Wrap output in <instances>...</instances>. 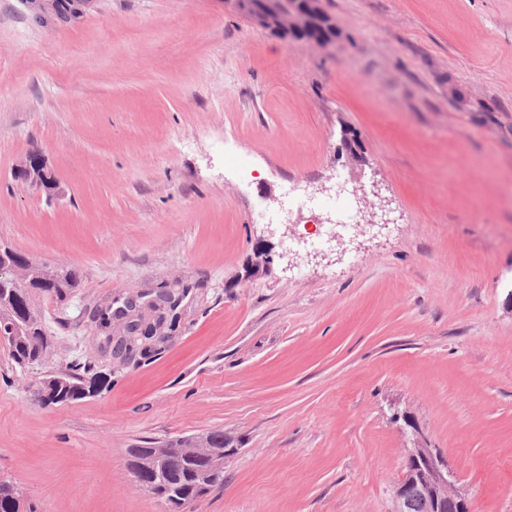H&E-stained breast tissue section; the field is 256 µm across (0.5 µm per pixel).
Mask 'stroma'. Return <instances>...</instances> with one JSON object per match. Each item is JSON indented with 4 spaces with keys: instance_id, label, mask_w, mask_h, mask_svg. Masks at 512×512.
Listing matches in <instances>:
<instances>
[{
    "instance_id": "obj_1",
    "label": "stroma",
    "mask_w": 512,
    "mask_h": 512,
    "mask_svg": "<svg viewBox=\"0 0 512 512\" xmlns=\"http://www.w3.org/2000/svg\"><path fill=\"white\" fill-rule=\"evenodd\" d=\"M330 48L224 0H94L35 24L0 0V244L71 268L36 295L52 341L0 345V479L42 512H162L128 451L223 430L224 486L193 512H393L414 433L474 512H512V0H320ZM360 146L358 207L388 219L286 254ZM40 152L52 190L17 169ZM270 272L242 280L256 247ZM187 289L179 327L130 364L98 309ZM108 374L45 406L47 374Z\"/></svg>"
}]
</instances>
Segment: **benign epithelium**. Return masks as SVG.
<instances>
[{"mask_svg":"<svg viewBox=\"0 0 512 512\" xmlns=\"http://www.w3.org/2000/svg\"><path fill=\"white\" fill-rule=\"evenodd\" d=\"M30 19L36 24H68L83 14L94 0H21ZM224 6L249 16L252 22L274 33L288 36L310 33L311 42L326 46L334 40L330 23L318 7V0H224ZM10 250L0 248V283H16L22 271L9 257ZM274 262L265 249L256 252L255 260L246 266L245 277L255 279L267 273ZM417 492L427 502V512H473L469 492L458 484L448 461L438 448L427 445L424 436L416 437L414 446L407 449L404 472L394 492L395 512H407L409 492Z\"/></svg>","mask_w":512,"mask_h":512,"instance_id":"1","label":"benign epithelium"}]
</instances>
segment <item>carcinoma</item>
Segmentation results:
<instances>
[{
	"label": "carcinoma",
	"mask_w": 512,
	"mask_h": 512,
	"mask_svg": "<svg viewBox=\"0 0 512 512\" xmlns=\"http://www.w3.org/2000/svg\"><path fill=\"white\" fill-rule=\"evenodd\" d=\"M17 264L24 271V282L16 287L6 283L0 287V329L9 333L11 329L20 330L10 355L18 365H24L35 358H46L50 354V342L43 322L32 305L35 293L52 291L62 298L67 292L78 286V276L71 269L51 270L47 266L31 260L22 254H16ZM120 319L119 311L107 307L98 311L95 322L106 333V344H112V320ZM175 320H167L158 312L152 319L140 318V328L129 331L122 340L129 353L139 350L148 354L149 350L165 341L157 331H176ZM105 384V377L97 372L93 365L78 364L62 373L48 375L39 393L51 400V404H67L93 397L100 393ZM205 443L210 448V456H194L188 449L194 447L190 438L170 442L161 448H131L129 455H136L142 460L162 456L164 470L167 471L165 482L156 487V491L166 495L174 504L181 506L198 498L199 485L204 477H209L208 490L224 487V475L212 478V459L224 457V448L229 441L224 438V431L215 430L205 435ZM0 512H40L38 505L23 498V492L14 483L0 480Z\"/></svg>",
	"instance_id": "obj_1"
}]
</instances>
